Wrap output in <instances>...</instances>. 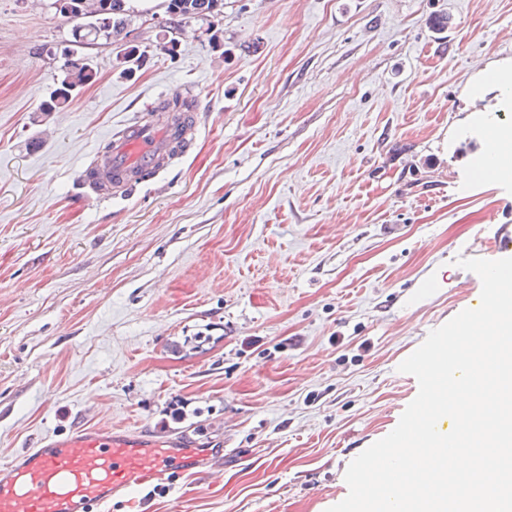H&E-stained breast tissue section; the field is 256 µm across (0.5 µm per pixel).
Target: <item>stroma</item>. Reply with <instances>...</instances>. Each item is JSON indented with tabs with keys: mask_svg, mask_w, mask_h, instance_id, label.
I'll use <instances>...</instances> for the list:
<instances>
[{
	"mask_svg": "<svg viewBox=\"0 0 512 512\" xmlns=\"http://www.w3.org/2000/svg\"><path fill=\"white\" fill-rule=\"evenodd\" d=\"M129 8L132 76L82 46L94 79L46 112L76 22L0 0V462L79 427L185 431L223 462L109 512H327L418 393L401 362L479 301L457 259L512 233V179L476 174L512 130V0ZM179 84L205 114L186 154L81 189ZM167 13L181 20L212 17L218 0H167Z\"/></svg>",
	"mask_w": 512,
	"mask_h": 512,
	"instance_id": "obj_1",
	"label": "stroma"
}]
</instances>
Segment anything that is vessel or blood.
<instances>
[{
  "mask_svg": "<svg viewBox=\"0 0 512 512\" xmlns=\"http://www.w3.org/2000/svg\"><path fill=\"white\" fill-rule=\"evenodd\" d=\"M202 124L197 106L175 116L133 119L113 135L100 167L111 173L114 187L136 186L140 174L157 175L169 166L172 139L189 145ZM217 461L212 449L182 434L81 427L44 438L0 465V512H106L114 496H140L167 476L197 475Z\"/></svg>",
  "mask_w": 512,
  "mask_h": 512,
  "instance_id": "1",
  "label": "vessel or blood"
}]
</instances>
